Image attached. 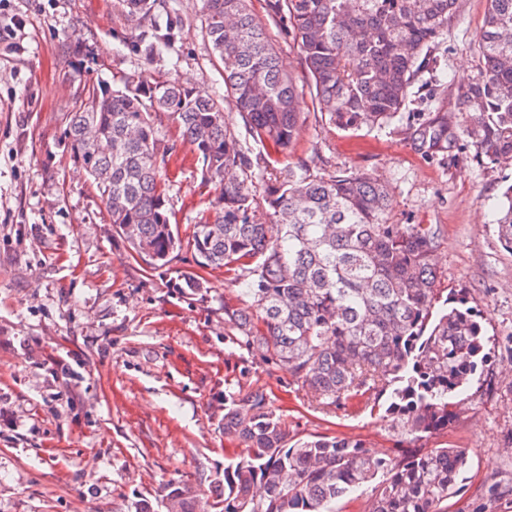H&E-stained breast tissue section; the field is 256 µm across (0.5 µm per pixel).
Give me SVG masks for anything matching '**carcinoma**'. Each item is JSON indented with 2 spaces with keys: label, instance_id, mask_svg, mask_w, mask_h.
<instances>
[{
  "label": "carcinoma",
  "instance_id": "1",
  "mask_svg": "<svg viewBox=\"0 0 512 512\" xmlns=\"http://www.w3.org/2000/svg\"><path fill=\"white\" fill-rule=\"evenodd\" d=\"M141 31L135 50L173 68L181 19L167 0H122ZM252 0H201V24L224 77V99L179 80L126 79L85 86L68 113L70 155L90 177L111 224L151 264L190 249L201 268H222L248 301L224 302L226 339L288 372L320 409L382 407L418 441L448 432L485 362L481 321L464 297L440 300L436 225L393 224L384 183L360 172L313 176L288 158L303 113ZM461 0H266L292 37L309 91L330 128L359 131L401 116L415 81L436 65L437 40ZM477 35L483 65L458 86L460 118L441 111L407 126L434 157L464 142L491 163L512 162V0H487ZM229 101L265 153L251 159L224 112ZM166 117L219 188L183 239L172 223ZM496 219L512 250V185ZM224 437L243 445L224 466L220 493L171 484L165 512H338L372 490V512H447L469 465L466 448L374 452L360 439L296 437L261 386L224 397Z\"/></svg>",
  "mask_w": 512,
  "mask_h": 512
}]
</instances>
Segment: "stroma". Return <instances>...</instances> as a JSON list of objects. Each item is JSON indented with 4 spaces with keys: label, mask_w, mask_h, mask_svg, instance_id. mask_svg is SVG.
I'll return each instance as SVG.
<instances>
[{
    "label": "stroma",
    "mask_w": 512,
    "mask_h": 512,
    "mask_svg": "<svg viewBox=\"0 0 512 512\" xmlns=\"http://www.w3.org/2000/svg\"><path fill=\"white\" fill-rule=\"evenodd\" d=\"M182 25L177 68L134 49V19L121 0H0V512H136L169 484L210 490L240 454L224 438V394L264 387L290 433L355 437L377 452L401 437L384 411L359 404L329 412L303 406L287 371L224 337V304L240 298L223 270L199 269L192 251L154 269L133 257L64 138L85 85L174 77L214 95L224 79L201 29L200 0H170ZM487 0H462L405 112H431L443 84L457 114L461 79L480 69L475 39ZM284 65L307 73L265 0H253ZM290 164L311 175L358 171L384 182L395 224H435L437 285L465 293L481 315L489 359L466 391L448 433L425 448L471 451L463 490L448 512H512V251L495 226L512 164L457 146L430 158L402 121L356 133L327 127L310 92ZM165 169L181 234L219 192L171 122ZM202 293H183L185 274Z\"/></svg>",
    "instance_id": "stroma-1"
}]
</instances>
